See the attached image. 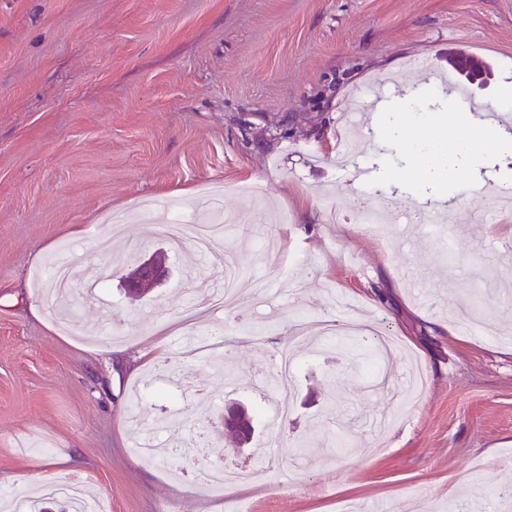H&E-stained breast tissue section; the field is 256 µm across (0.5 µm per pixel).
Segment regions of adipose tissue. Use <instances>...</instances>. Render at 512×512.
Instances as JSON below:
<instances>
[{
	"label": "adipose tissue",
	"mask_w": 512,
	"mask_h": 512,
	"mask_svg": "<svg viewBox=\"0 0 512 512\" xmlns=\"http://www.w3.org/2000/svg\"><path fill=\"white\" fill-rule=\"evenodd\" d=\"M411 113L410 107H399L388 138L402 150L418 182H444L459 163L482 156L512 154V136L488 130L461 117L444 126L422 122L417 138L404 139L403 119Z\"/></svg>",
	"instance_id": "obj_1"
}]
</instances>
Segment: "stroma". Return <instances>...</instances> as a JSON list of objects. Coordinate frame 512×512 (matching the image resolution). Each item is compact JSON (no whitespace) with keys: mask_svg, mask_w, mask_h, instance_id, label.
Segmentation results:
<instances>
[{"mask_svg":"<svg viewBox=\"0 0 512 512\" xmlns=\"http://www.w3.org/2000/svg\"><path fill=\"white\" fill-rule=\"evenodd\" d=\"M456 51L491 68L476 115L512 96V0H0V512L64 454L109 512H211L182 456L200 438L206 461L256 472L230 512H496L493 491L512 489V218L474 191L512 161L415 190L386 137L410 93L453 116L435 74ZM420 56L435 71L412 69ZM378 192L381 239L356 220ZM165 199L191 223L234 218V307L189 315L224 265L172 242ZM437 211L455 218L450 258L423 221ZM65 242L99 276L77 321L111 352L28 312ZM159 251L167 280L127 296L131 259ZM343 300L422 363L408 408L375 386L403 364L340 332ZM231 402L261 410L249 448L217 436ZM150 429L170 457L132 452Z\"/></svg>","mask_w":512,"mask_h":512,"instance_id":"stroma-1","label":"stroma"}]
</instances>
